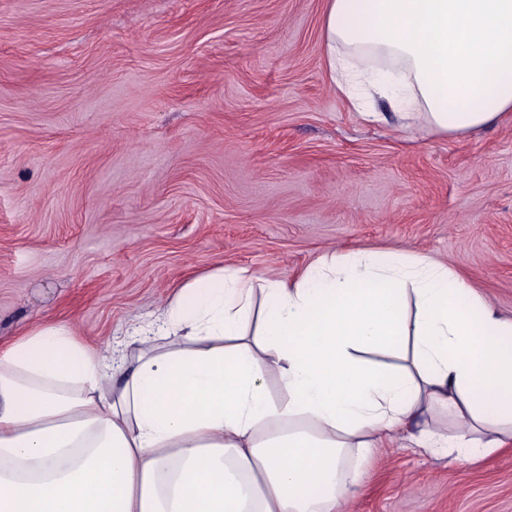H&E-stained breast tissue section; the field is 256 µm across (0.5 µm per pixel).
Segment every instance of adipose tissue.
<instances>
[{
	"mask_svg": "<svg viewBox=\"0 0 512 512\" xmlns=\"http://www.w3.org/2000/svg\"><path fill=\"white\" fill-rule=\"evenodd\" d=\"M328 71L364 117L466 137L512 118V0H327ZM182 286L131 360L60 323L0 348V512H337L383 436L512 440V320L426 255L318 258ZM277 374L276 396L266 377Z\"/></svg>",
	"mask_w": 512,
	"mask_h": 512,
	"instance_id": "adipose-tissue-1",
	"label": "adipose tissue"
}]
</instances>
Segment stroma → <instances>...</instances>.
<instances>
[{
  "label": "stroma",
  "mask_w": 512,
  "mask_h": 512,
  "mask_svg": "<svg viewBox=\"0 0 512 512\" xmlns=\"http://www.w3.org/2000/svg\"><path fill=\"white\" fill-rule=\"evenodd\" d=\"M326 0H0V346L59 321L135 353L189 280L428 254L512 319V122L368 121L331 81ZM343 512H512V445L395 435Z\"/></svg>",
  "instance_id": "1"
}]
</instances>
